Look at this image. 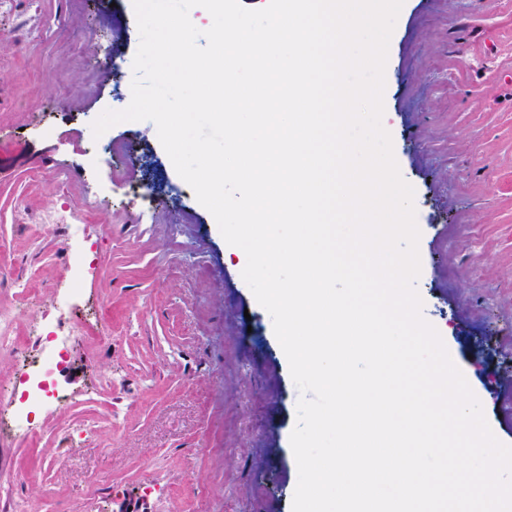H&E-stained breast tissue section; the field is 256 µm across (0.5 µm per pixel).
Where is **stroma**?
I'll use <instances>...</instances> for the list:
<instances>
[{"label": "stroma", "mask_w": 512, "mask_h": 512, "mask_svg": "<svg viewBox=\"0 0 512 512\" xmlns=\"http://www.w3.org/2000/svg\"><path fill=\"white\" fill-rule=\"evenodd\" d=\"M0 14V256L35 272L27 304L0 284L24 355L0 352V413L48 357L54 396L37 441L0 433V512H291L298 390L270 314L225 262L212 214L176 173L150 121L112 128L127 155H89L92 122L126 108L139 32L132 0H17ZM384 110L414 189L422 314L512 445V0H404L385 66ZM158 182L130 221L109 176ZM100 184L79 246L34 212ZM108 307L112 338L86 336Z\"/></svg>", "instance_id": "1"}]
</instances>
